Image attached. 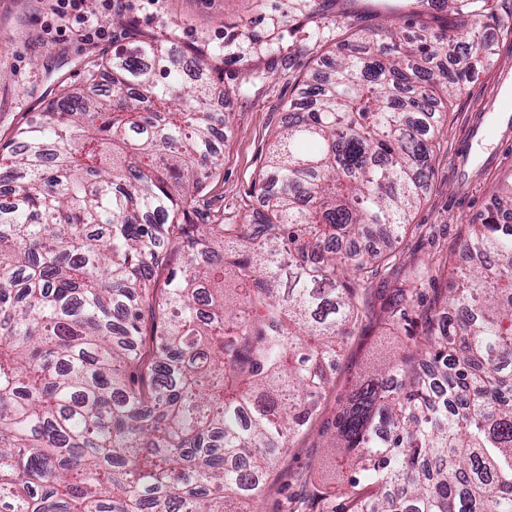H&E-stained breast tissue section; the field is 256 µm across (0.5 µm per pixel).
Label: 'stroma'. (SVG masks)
Segmentation results:
<instances>
[{"label":"stroma","instance_id":"35a3bbf8","mask_svg":"<svg viewBox=\"0 0 512 512\" xmlns=\"http://www.w3.org/2000/svg\"><path fill=\"white\" fill-rule=\"evenodd\" d=\"M412 0H117L115 8L139 31L174 51L213 52L214 77L224 94L229 130L221 168L194 197L203 224H237L259 208L254 183L265 164L272 130L290 102H303L313 68L333 61L351 33L379 25L403 27ZM477 30L494 46L492 58L462 83L444 110L428 192L412 212L397 255L372 278L368 309L332 370L333 386L307 427L283 448L251 512L313 507L312 491L330 487L335 466L328 441L339 409L359 372L372 360L403 351L423 316L447 286L443 262L459 260L468 225L480 223L493 192L512 186V0H490ZM105 41H86L85 23L51 15L47 0H0V143L19 123L42 112L61 85L87 88L98 61L126 44V32L106 11ZM432 269L414 297L410 328L388 323L386 309L410 267Z\"/></svg>","mask_w":512,"mask_h":512}]
</instances>
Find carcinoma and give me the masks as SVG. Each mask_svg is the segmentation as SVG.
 Instances as JSON below:
<instances>
[{"instance_id":"cac0c4a2","label":"carcinoma","mask_w":512,"mask_h":512,"mask_svg":"<svg viewBox=\"0 0 512 512\" xmlns=\"http://www.w3.org/2000/svg\"><path fill=\"white\" fill-rule=\"evenodd\" d=\"M482 17L488 0H443ZM336 49L290 106L240 224H198L221 165L213 57L193 83L129 29L112 93L65 86L0 146V512H224L260 496L318 411L360 290L428 186L438 96L490 58L409 14ZM512 189L471 224L469 264L414 352L363 370L317 512H512ZM182 262L163 284L171 254ZM425 272L399 287L413 298Z\"/></svg>"}]
</instances>
